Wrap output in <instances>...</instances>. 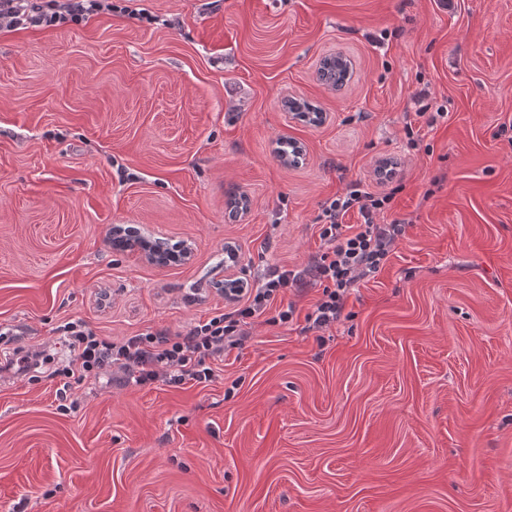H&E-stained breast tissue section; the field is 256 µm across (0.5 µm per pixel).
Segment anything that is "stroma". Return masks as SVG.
<instances>
[{"mask_svg":"<svg viewBox=\"0 0 512 512\" xmlns=\"http://www.w3.org/2000/svg\"><path fill=\"white\" fill-rule=\"evenodd\" d=\"M139 6L0 30V512H512V0ZM424 87L448 117L412 148ZM388 159L406 234L330 328L256 324L199 386L7 370L20 346L64 364L72 318L118 341L227 308L226 246L249 281L304 266L323 203L383 190ZM119 224L192 259L114 251Z\"/></svg>","mask_w":512,"mask_h":512,"instance_id":"35a3bbf8","label":"stroma"}]
</instances>
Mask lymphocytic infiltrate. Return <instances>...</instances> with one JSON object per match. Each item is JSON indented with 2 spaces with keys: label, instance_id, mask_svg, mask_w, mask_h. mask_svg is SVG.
Wrapping results in <instances>:
<instances>
[{
  "label": "lymphocytic infiltrate",
  "instance_id": "f902f5d3",
  "mask_svg": "<svg viewBox=\"0 0 512 512\" xmlns=\"http://www.w3.org/2000/svg\"><path fill=\"white\" fill-rule=\"evenodd\" d=\"M104 10L135 19L141 16L134 0H49L45 5L39 0H0V29L79 24ZM393 198V192L374 191L360 181L348 184L342 194L323 205L318 231L325 249L320 255L302 267H272L252 287L231 296L230 311L215 312L178 335L146 332L115 342L83 320L65 322L59 331L70 360L59 369V376L96 379L108 372L122 386L141 388L209 382L215 362L223 360L227 351L242 347L260 319L269 318L274 325L296 320V303L282 300L291 288L315 285L321 290L305 316L309 329L335 325L344 314L351 288L375 277L405 235L403 220L379 221ZM351 211L358 212L361 223H344Z\"/></svg>",
  "mask_w": 512,
  "mask_h": 512
}]
</instances>
